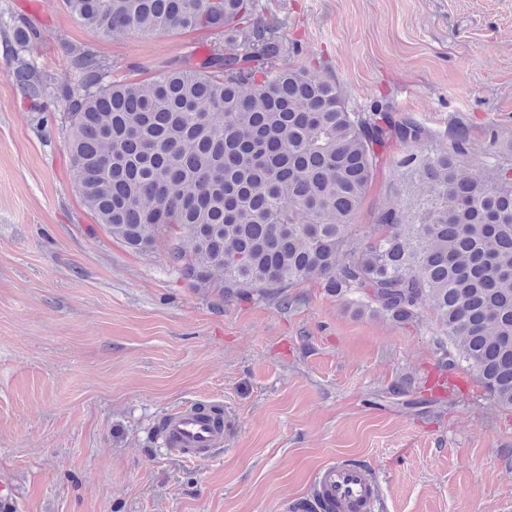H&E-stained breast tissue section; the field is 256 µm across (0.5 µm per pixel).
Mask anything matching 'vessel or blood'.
Masks as SVG:
<instances>
[{
  "label": "vessel or blood",
  "instance_id": "vessel-or-blood-1",
  "mask_svg": "<svg viewBox=\"0 0 512 512\" xmlns=\"http://www.w3.org/2000/svg\"><path fill=\"white\" fill-rule=\"evenodd\" d=\"M162 425L165 448L189 462L208 457L229 438L228 424L193 405L172 410ZM315 494L336 512H376L382 489L372 469L336 460L318 472Z\"/></svg>",
  "mask_w": 512,
  "mask_h": 512
}]
</instances>
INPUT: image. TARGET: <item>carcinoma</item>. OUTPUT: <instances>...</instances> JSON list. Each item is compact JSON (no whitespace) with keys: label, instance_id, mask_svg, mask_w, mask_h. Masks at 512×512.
Returning a JSON list of instances; mask_svg holds the SVG:
<instances>
[{"label":"carcinoma","instance_id":"1","mask_svg":"<svg viewBox=\"0 0 512 512\" xmlns=\"http://www.w3.org/2000/svg\"><path fill=\"white\" fill-rule=\"evenodd\" d=\"M102 32L224 37L199 59L144 79L109 78L94 51L72 53L78 90L62 84L71 163L83 206L137 252L168 243L172 268L226 297L276 299L316 281L356 295L357 311L401 321L432 302L448 342L491 400L512 409V166L470 169V139L413 151L428 137L411 117L357 112L317 72L279 64L277 23L256 0H64ZM38 97L43 77L12 71ZM416 177L411 211L383 207L361 248L347 230L391 141Z\"/></svg>","mask_w":512,"mask_h":512}]
</instances>
